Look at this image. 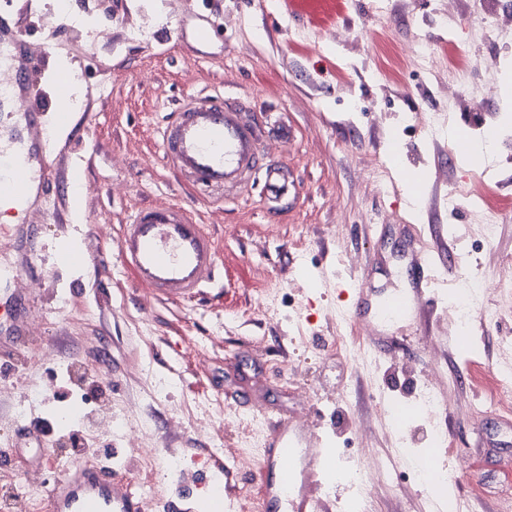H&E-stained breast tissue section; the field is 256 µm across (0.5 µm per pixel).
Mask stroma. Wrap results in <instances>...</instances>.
Here are the masks:
<instances>
[{
	"label": "stroma",
	"instance_id": "stroma-1",
	"mask_svg": "<svg viewBox=\"0 0 512 512\" xmlns=\"http://www.w3.org/2000/svg\"><path fill=\"white\" fill-rule=\"evenodd\" d=\"M336 27L319 31L290 20L281 0H13L1 12L26 47L46 53L27 75L33 97L53 111L57 74L68 71L82 109L61 131L50 159L55 184L20 223L0 215V317L18 309L23 336L0 334V471L20 479L23 449L66 462L69 432L54 417L82 400L80 429L92 461L111 451L113 473L146 494L124 451L123 431L149 426L157 459L180 458L199 471L212 455L258 454L261 416L270 412L320 424L323 446L341 465L364 472L367 512H441L446 492L475 495L473 512H506L512 494V408L485 404V380L511 364L512 288L499 287L512 265V34L474 17L483 9L512 18V0H345ZM221 24L223 36L201 40ZM139 40H129L133 28ZM422 43L446 62L483 55L498 92L480 109L453 108L451 86L412 62ZM229 92L275 112L295 137L272 154L299 181L294 208L267 216L260 196H201L196 216L212 236L221 288L190 301H167L136 287L117 253L122 224L143 204L184 200L187 181L164 158L158 126L186 92ZM361 111H349L348 100ZM480 167L451 154L458 136L483 141ZM484 176L497 212L449 214L448 186ZM495 219L493 247L480 228ZM65 244L85 266H57ZM447 245L472 277L493 285L476 319V351L447 337L450 289L386 319L381 309L418 281L413 253ZM366 287L359 305L343 286ZM363 350L351 362L346 352ZM448 373L446 408L425 414L419 395L432 368ZM108 412L119 433L93 425ZM178 415L182 427L170 432ZM452 429L437 488L402 467L432 453L433 430ZM467 468H459V459ZM258 469H234L224 512H251Z\"/></svg>",
	"mask_w": 512,
	"mask_h": 512
}]
</instances>
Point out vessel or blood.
<instances>
[{
    "mask_svg": "<svg viewBox=\"0 0 512 512\" xmlns=\"http://www.w3.org/2000/svg\"><path fill=\"white\" fill-rule=\"evenodd\" d=\"M289 14L314 27L335 25L343 0H284ZM245 104L229 95L187 94L176 103L159 134L164 153L199 191L242 190L249 178L259 181L270 205L294 197L297 185L288 165L274 157L270 143L291 141L290 126L278 123L273 133L252 122ZM71 113L51 117L30 112L14 135L26 161L0 173V200L23 202L30 195L45 197L52 187V171L45 158L52 145L49 125L66 126ZM118 253L135 283L167 299H189L203 293L217 274L210 236L183 204L146 205L125 224ZM264 464L277 482H261L259 493L274 512H323L312 487L317 473L336 467V458L322 446L314 427L285 416L267 419ZM50 512H140V501L123 481L99 466L76 467L45 488Z\"/></svg>",
    "mask_w": 512,
    "mask_h": 512,
    "instance_id": "1",
    "label": "vessel or blood"
}]
</instances>
